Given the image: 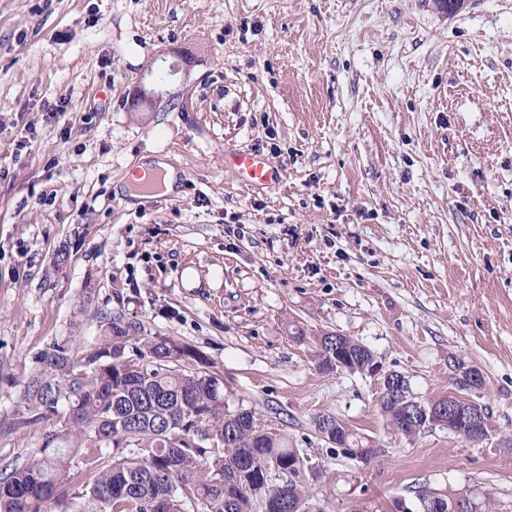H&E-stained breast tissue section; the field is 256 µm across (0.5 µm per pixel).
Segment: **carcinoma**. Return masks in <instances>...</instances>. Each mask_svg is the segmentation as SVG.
I'll return each instance as SVG.
<instances>
[{
    "label": "carcinoma",
    "mask_w": 512,
    "mask_h": 512,
    "mask_svg": "<svg viewBox=\"0 0 512 512\" xmlns=\"http://www.w3.org/2000/svg\"><path fill=\"white\" fill-rule=\"evenodd\" d=\"M85 355L67 343L41 354L22 384L21 403L37 419L52 422L41 455L22 466L0 468V512H47L59 488L75 481L76 456L94 464L78 481L79 512H152V505L198 502L202 512H310L303 494L307 459L288 434L271 432L250 410L224 408V379L207 372L193 351L138 335V327L108 321ZM318 365L336 368L338 353L369 372L371 352L342 334L316 337ZM449 396L414 403L386 396L379 407L387 426L414 436L438 425L471 439L469 426L438 409ZM202 415L196 421V415ZM322 438L362 458L376 454L331 414L314 418ZM282 483L275 485L273 475ZM420 512L434 504L454 512L462 492L419 493Z\"/></svg>",
    "instance_id": "carcinoma-1"
}]
</instances>
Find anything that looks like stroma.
Returning a JSON list of instances; mask_svg holds the SVG:
<instances>
[{
	"mask_svg": "<svg viewBox=\"0 0 512 512\" xmlns=\"http://www.w3.org/2000/svg\"><path fill=\"white\" fill-rule=\"evenodd\" d=\"M233 149L279 184L242 186ZM156 154L180 193L130 206ZM107 317L201 352L307 458L315 512H419L425 488L512 512V0H0V467L49 430L20 410L36 357ZM327 331L380 372L320 370ZM454 362L488 435L393 433L381 371L428 399ZM224 167L251 188H268L279 181L278 167L257 150L224 154ZM315 428L319 435L328 443L336 444L339 448H350V452L362 458L372 457L377 448L372 442H365L356 437L341 421L331 414H320L314 418ZM328 434L325 435L324 431Z\"/></svg>",
	"mask_w": 512,
	"mask_h": 512,
	"instance_id": "stroma-1",
	"label": "stroma"
}]
</instances>
